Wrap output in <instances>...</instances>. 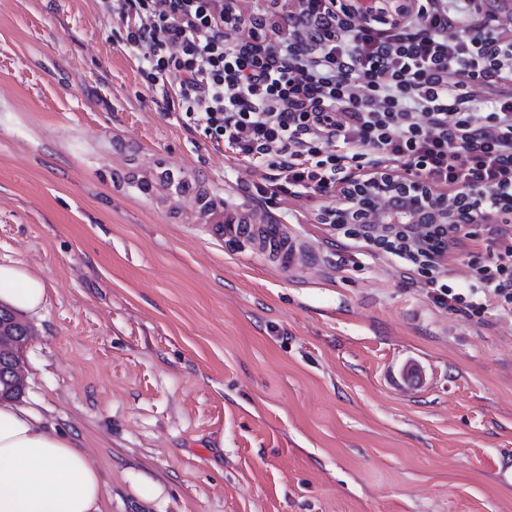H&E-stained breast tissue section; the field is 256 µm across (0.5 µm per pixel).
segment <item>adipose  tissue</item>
<instances>
[{"instance_id": "1", "label": "adipose tissue", "mask_w": 512, "mask_h": 512, "mask_svg": "<svg viewBox=\"0 0 512 512\" xmlns=\"http://www.w3.org/2000/svg\"><path fill=\"white\" fill-rule=\"evenodd\" d=\"M45 300L39 277L17 264L0 265V304L34 315ZM109 500L86 449L32 406L0 400V512H107Z\"/></svg>"}]
</instances>
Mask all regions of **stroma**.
Segmentation results:
<instances>
[{
  "mask_svg": "<svg viewBox=\"0 0 512 512\" xmlns=\"http://www.w3.org/2000/svg\"><path fill=\"white\" fill-rule=\"evenodd\" d=\"M99 0H0V264L42 279L21 401L99 464L108 512H512V321L322 224L335 195L207 137ZM164 158L260 205L289 268L143 192Z\"/></svg>",
  "mask_w": 512,
  "mask_h": 512,
  "instance_id": "obj_1",
  "label": "stroma"
}]
</instances>
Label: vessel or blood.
<instances>
[{
	"mask_svg": "<svg viewBox=\"0 0 512 512\" xmlns=\"http://www.w3.org/2000/svg\"><path fill=\"white\" fill-rule=\"evenodd\" d=\"M174 168L168 161L157 164L147 182L148 189L166 188L196 203L200 213L215 229L216 236L249 238L259 252L275 261L291 265L298 262V244L281 225L261 222L259 213L239 215L229 205L215 202L196 183L189 180L172 181Z\"/></svg>",
	"mask_w": 512,
	"mask_h": 512,
	"instance_id": "obj_1",
	"label": "vessel or blood"
}]
</instances>
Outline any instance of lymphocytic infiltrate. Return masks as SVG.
Returning a JSON list of instances; mask_svg holds the SVG:
<instances>
[{
  "mask_svg": "<svg viewBox=\"0 0 512 512\" xmlns=\"http://www.w3.org/2000/svg\"><path fill=\"white\" fill-rule=\"evenodd\" d=\"M101 3L125 21L127 42L143 48L151 83L179 74L186 116L244 159L276 160L288 185L329 193L371 152L460 191L491 194L512 183V96L479 114L450 83L454 75L466 84L512 83V67L486 64L477 43L445 35L452 24L474 22V0H436L424 38L404 27L332 22L322 0H305V25L284 31L286 6L270 0L250 30L252 40L277 31L263 52L225 45L224 0ZM461 237L486 246L468 256L470 282L441 286L435 304L481 325L490 312L512 319V225H479Z\"/></svg>",
  "mask_w": 512,
  "mask_h": 512,
  "instance_id": "obj_1",
  "label": "lymphocytic infiltrate"
}]
</instances>
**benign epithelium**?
<instances>
[{
	"label": "benign epithelium",
	"instance_id": "benign-epithelium-1",
	"mask_svg": "<svg viewBox=\"0 0 512 512\" xmlns=\"http://www.w3.org/2000/svg\"><path fill=\"white\" fill-rule=\"evenodd\" d=\"M489 14L504 29V34L484 47V56L512 66V0H491ZM329 9L337 21L356 19L366 25L381 20L390 25L406 24L425 36L426 7L421 0H329ZM340 204L328 209L321 220L332 224L361 225L364 241L384 247L401 229L415 249L420 272L430 276L448 259V225L509 224L512 222V194L498 191L492 199L480 189L470 188L453 196L438 190L428 180L399 170L379 169L366 178L348 175L334 189ZM30 329L22 326L19 336L0 322V369L10 373L14 386L23 388L25 372L21 350Z\"/></svg>",
	"mask_w": 512,
	"mask_h": 512
}]
</instances>
